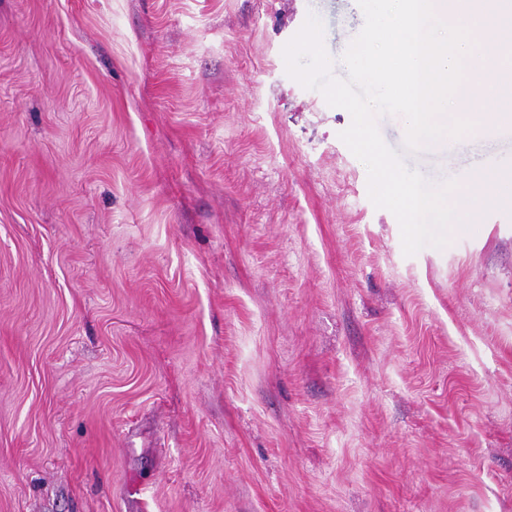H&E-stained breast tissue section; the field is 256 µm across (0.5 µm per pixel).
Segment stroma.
Listing matches in <instances>:
<instances>
[{
	"label": "stroma",
	"mask_w": 512,
	"mask_h": 512,
	"mask_svg": "<svg viewBox=\"0 0 512 512\" xmlns=\"http://www.w3.org/2000/svg\"><path fill=\"white\" fill-rule=\"evenodd\" d=\"M308 14L0 0V512H512V153L405 255Z\"/></svg>",
	"instance_id": "1"
}]
</instances>
